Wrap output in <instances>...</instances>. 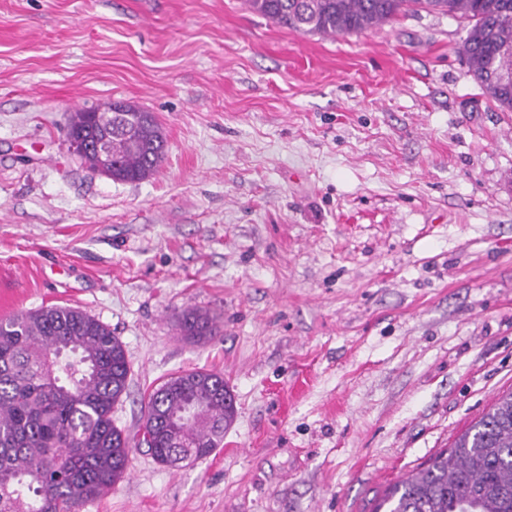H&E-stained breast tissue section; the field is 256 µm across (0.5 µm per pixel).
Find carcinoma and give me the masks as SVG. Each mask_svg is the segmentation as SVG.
Returning a JSON list of instances; mask_svg holds the SVG:
<instances>
[{
    "mask_svg": "<svg viewBox=\"0 0 512 512\" xmlns=\"http://www.w3.org/2000/svg\"><path fill=\"white\" fill-rule=\"evenodd\" d=\"M260 16L304 34L336 35L381 25L417 7L470 24L462 51L475 81L512 110L497 83L512 69V0H246ZM66 138L107 141V154H81L88 169L114 181L141 182L161 167L166 135L152 113L114 102L67 117ZM179 335L200 342L219 333L195 308ZM122 341L106 324L55 306L0 319V512H81L125 475L131 440L112 420L128 388ZM235 419L220 373L171 377L144 406L136 442L158 463L177 467L211 455ZM387 512H512V392L396 483L375 508Z\"/></svg>",
    "mask_w": 512,
    "mask_h": 512,
    "instance_id": "obj_1",
    "label": "carcinoma"
}]
</instances>
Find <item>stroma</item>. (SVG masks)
I'll list each match as a JSON object with an SVG mask.
<instances>
[{"instance_id": "1", "label": "stroma", "mask_w": 512, "mask_h": 512, "mask_svg": "<svg viewBox=\"0 0 512 512\" xmlns=\"http://www.w3.org/2000/svg\"><path fill=\"white\" fill-rule=\"evenodd\" d=\"M467 26L421 11L302 34L244 0H0V317L83 310L122 341L136 437L173 374L235 421L171 468L133 449L82 512H374L512 392V111ZM152 112L167 155L92 173L66 117ZM220 333L178 336L185 309ZM307 372L281 408L276 385Z\"/></svg>"}]
</instances>
